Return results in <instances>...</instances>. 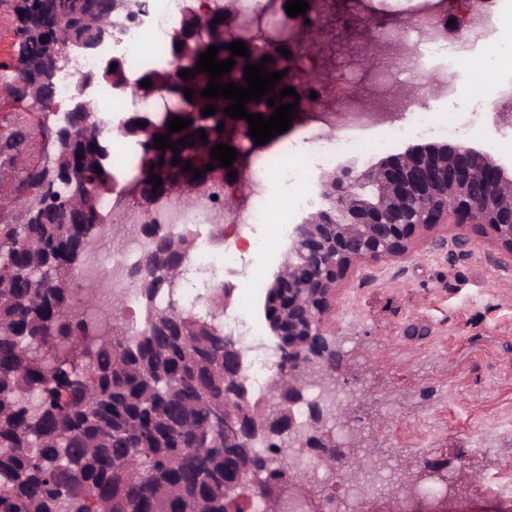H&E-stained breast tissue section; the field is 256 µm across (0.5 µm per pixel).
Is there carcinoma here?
<instances>
[{"mask_svg": "<svg viewBox=\"0 0 512 512\" xmlns=\"http://www.w3.org/2000/svg\"><path fill=\"white\" fill-rule=\"evenodd\" d=\"M112 0H14L26 68L0 65V82L28 83L39 111L58 112L59 70L48 38L64 25L70 38L91 39L96 24L84 13H106ZM219 47L221 24L198 32L180 64L146 69L136 84L169 78L174 67L189 69L178 82L173 106L164 113L129 112L123 120L173 117L191 120L207 133L224 120V98H204L211 75L193 71L202 53ZM193 102L217 112H186L184 89ZM60 150L59 179L50 198L6 199L21 211L18 224H0V512H229L224 479L243 478L262 493L288 485V451L254 445L224 447V432L213 425L224 409V287L211 291L209 313L184 309L177 276L165 277L161 264L176 247L190 253L192 231L175 238L162 224H141L155 238L132 269L141 326L128 335L133 318L125 299L96 296L75 279L86 261L84 244L107 229L101 198L90 192L98 182L112 185L111 139L95 112L66 109L52 119ZM40 126L23 121L0 135V165ZM130 167L144 175L151 165L173 164L178 150L148 152L142 138ZM168 305L157 304L159 296ZM100 308L106 321L85 317Z\"/></svg>", "mask_w": 512, "mask_h": 512, "instance_id": "obj_1", "label": "carcinoma"}]
</instances>
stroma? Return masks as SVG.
Returning <instances> with one entry per match:
<instances>
[{"mask_svg": "<svg viewBox=\"0 0 512 512\" xmlns=\"http://www.w3.org/2000/svg\"><path fill=\"white\" fill-rule=\"evenodd\" d=\"M388 130L364 132L368 148L341 153L337 164L377 162L405 149L433 143L412 136L380 149ZM317 179L273 175L268 222L259 234L272 248L228 280L233 309L263 323L262 288L272 277L293 224L315 211ZM304 195L305 205L281 217L282 195ZM466 250L423 248L408 261L384 264L346 285L331 329L343 370L357 379L352 425L365 444L384 451L419 488L462 493L465 512H505L511 503L489 489L512 473V271L491 260L488 239L470 231ZM445 457L438 477L424 457Z\"/></svg>", "mask_w": 512, "mask_h": 512, "instance_id": "35a3bbf8", "label": "stroma"}]
</instances>
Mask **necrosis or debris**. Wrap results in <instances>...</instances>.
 <instances>
[{"mask_svg":"<svg viewBox=\"0 0 512 512\" xmlns=\"http://www.w3.org/2000/svg\"><path fill=\"white\" fill-rule=\"evenodd\" d=\"M146 12L132 24L119 42L104 46L98 54L78 58L69 68L62 70L58 77L57 99H69L76 80L86 74L99 71L101 61L110 54H120L130 74L138 72L146 65L161 61L167 54L168 42L174 29L187 8V0H146ZM380 36L393 44L408 45L405 56L383 61L373 72H363L356 63L354 53H347L336 71V79L345 84L369 83L379 99L382 112L404 113V124L392 127L390 139H400L412 135L440 133L446 136H461L462 130L456 125L438 123L434 112L424 107L419 97L426 94V86H419L418 98L399 95L396 91L394 75L408 77L417 68V51L441 53L452 51L458 67L478 71L480 64L473 51L462 43H449L447 37L430 35L425 30L408 25L401 29L380 27ZM315 148L307 155H300L296 143L283 144L279 149L264 158L250 178L249 195L251 204L241 216L238 237L224 243L222 247H212L208 242H200L184 264L185 274L181 281L179 300L184 308L195 312L207 306V285L210 277L217 273H231L241 266L244 248L253 253H262L266 248L265 239L257 234V226L264 224L267 212L268 177L272 172L283 170L288 157L299 156L300 166L312 172L334 165L337 154L361 152L364 142L344 134L330 136L325 129H317L310 135ZM224 200L223 188H216L212 197L203 201L174 199L157 216L158 223L166 225L170 233L176 234L184 228L208 224L217 205ZM147 242L138 231L136 219H129L124 226L123 243L119 251L113 252L110 261H103L100 252H93L88 265L81 275L87 280L99 281L102 288L117 289L133 294L134 289L124 275L125 270L141 258ZM224 329L236 333L246 350L252 354L251 380L262 390L268 389L271 381L273 361L265 350V336L261 326L239 317H224Z\"/></svg>","mask_w":512,"mask_h":512,"instance_id":"1","label":"necrosis or debris"}]
</instances>
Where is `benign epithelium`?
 Masks as SVG:
<instances>
[{
	"label": "benign epithelium",
	"mask_w": 512,
	"mask_h": 512,
	"mask_svg": "<svg viewBox=\"0 0 512 512\" xmlns=\"http://www.w3.org/2000/svg\"><path fill=\"white\" fill-rule=\"evenodd\" d=\"M288 0H266L264 11L288 23V37L269 38L262 43L234 23H224V44L244 42L249 55L234 57L233 69L224 82L247 86L244 67L271 56L266 72H283L279 89L289 86L299 95V117L313 104L310 94L327 90L323 71L327 45L325 37L333 32L339 41H361L364 53L359 57L364 71L377 66L387 46L375 32L376 24L367 13L365 0H305L306 14L291 17L285 10ZM448 10L455 21L457 40L466 41L477 28L472 9ZM142 0H116V17L99 21L98 37L91 43L60 38L58 63L67 66L73 57L96 52L105 43L119 40L142 15ZM290 50L285 57L278 49ZM294 102L287 96L275 100V106L262 99L250 101L245 109L269 117L280 104ZM312 121L331 128H346L351 116L340 112H314ZM245 119L224 117V130L212 138L234 148L237 157L232 166L204 169L199 161L202 147L194 145L190 154L192 170L180 167L155 171L161 186L146 202L142 201L143 183L137 178L124 188L119 199L137 210L144 221L154 222L155 214L180 196H203L219 182L224 185V211L241 213L248 200V159L258 148L249 135ZM43 154L37 173L54 169V142L51 134L42 138ZM201 178H193L194 171ZM236 179L230 180L229 173ZM321 205L293 226L278 269L269 283L274 308L269 312L271 335L288 338V359L279 374L286 387L272 386L268 396L249 398L243 390V354L237 341L224 336V384L236 386L231 399L224 400L218 423L224 425V447L246 448L258 443L278 446L283 439L303 455L321 457L336 463L344 478L359 469L362 441L354 431L342 437L337 429L348 428L347 409L330 399V393L346 384L339 366L335 342L331 339L328 315L346 283L362 268L402 261L428 245H451L462 249L470 238L465 227L486 234L497 252L495 262L512 267V171H507L495 156L467 142L432 144L409 149L389 160L361 168L342 165L321 173L318 181ZM229 498L238 503L255 499V488L243 481L226 484ZM304 512H326L336 507V496L311 495L307 483L291 479L288 492L274 491L271 510L282 498ZM373 512H453L448 494L419 492L411 476H406L395 493L374 499Z\"/></svg>",
	"instance_id": "7a95c632"
}]
</instances>
